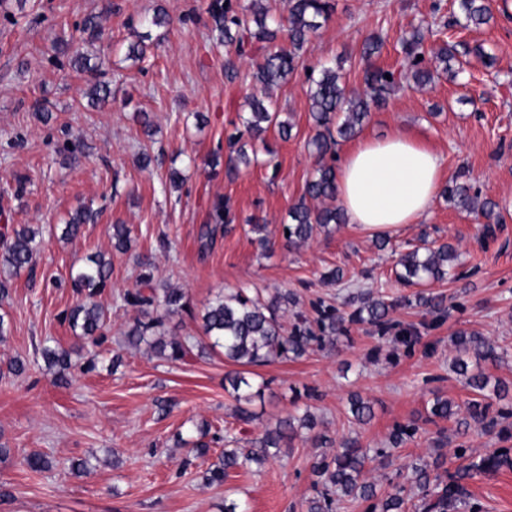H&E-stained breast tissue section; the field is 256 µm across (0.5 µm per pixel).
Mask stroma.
Here are the masks:
<instances>
[{
    "label": "stroma",
    "instance_id": "stroma-1",
    "mask_svg": "<svg viewBox=\"0 0 512 512\" xmlns=\"http://www.w3.org/2000/svg\"><path fill=\"white\" fill-rule=\"evenodd\" d=\"M209 2L0 0V221L38 228L41 238L33 269L13 280L0 306L9 327L0 341V447L9 450L0 458V487L9 492L0 498V512H224L228 500L244 512H292L312 493L315 448L306 437L261 469L231 472L223 485L210 488L202 486L201 474L222 447L212 445L208 457L192 460L187 442L200 440L205 424L246 442L278 419L308 411L332 437L372 448L394 423L425 418L432 392L457 402L467 398L450 369L459 330L480 332L512 353V0H494L492 19L478 30L449 26L459 0H336L330 20L302 49L299 68L271 92L293 125L291 137L267 132L271 163L235 177L207 161L226 152L228 135L249 115L259 56L237 57L213 38ZM158 8L169 25L148 30L143 61L126 60L129 43L145 31L141 18ZM94 12L103 20L96 48L112 87L102 109L87 104L86 75L53 49L60 38L80 41L82 22ZM421 21L433 30L428 47L445 41L480 46L494 55V66L473 54L457 79L441 78L425 92L399 89L372 109L362 132L382 138L402 129L420 137L440 155L445 177L463 175L499 203L503 222L485 237L483 217L436 198L420 223L392 235L403 250L428 231L454 245L465 262L461 277L431 288L451 308L428 334L431 349L396 357L388 340L352 326L350 341H339L336 349L260 367L268 386L249 405L256 418L239 422L224 390L233 365L223 354L193 353L171 362L124 345L123 333L138 312L122 295L136 286L137 260L151 259L156 283L184 289L193 312L232 288L267 298L294 291L299 302L288 309L289 324L312 302L339 306L356 288L414 296L416 287L396 282L389 252L356 226L341 225L293 250L285 247L281 229L316 163L306 145L313 134L307 69L339 66L350 87L362 88L364 39L381 35L374 63L389 69L401 60V30ZM230 60L238 70L234 79L224 68ZM39 104L50 112L49 122L37 120ZM141 112L149 113L154 137L144 135ZM69 137L83 145L78 158L62 150ZM145 148L159 156L147 170L136 162ZM173 169L183 177L177 189L169 183ZM219 198L228 202L233 221L204 250L199 232ZM82 203L98 210L97 222L79 238L61 240L68 213ZM118 221L132 229L126 253L112 249L111 226ZM255 224L267 225L271 251L260 247ZM99 251L112 256V279L99 298L107 312L104 338L92 344L72 335L62 313L75 302L71 270ZM334 267L346 275L344 288L320 280ZM192 314L167 318V334L197 336ZM57 344L73 351L65 386L55 383L39 353ZM13 359L25 363L23 373L8 372ZM307 387L314 397L303 396ZM351 391L373 402L369 424L349 422ZM32 453L46 455L51 468L27 469L23 459ZM79 459L91 466L76 476L70 464ZM467 489L485 512H512V469L469 481Z\"/></svg>",
    "mask_w": 512,
    "mask_h": 512
}]
</instances>
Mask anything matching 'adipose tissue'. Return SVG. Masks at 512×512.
I'll return each instance as SVG.
<instances>
[{
    "instance_id": "ef3b65f1",
    "label": "adipose tissue",
    "mask_w": 512,
    "mask_h": 512,
    "mask_svg": "<svg viewBox=\"0 0 512 512\" xmlns=\"http://www.w3.org/2000/svg\"><path fill=\"white\" fill-rule=\"evenodd\" d=\"M442 179L439 156L399 129L383 138L362 137L345 152L338 198L348 223L392 233L428 215Z\"/></svg>"
}]
</instances>
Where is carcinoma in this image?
Listing matches in <instances>:
<instances>
[{
  "label": "carcinoma",
  "instance_id": "cac0c4a2",
  "mask_svg": "<svg viewBox=\"0 0 512 512\" xmlns=\"http://www.w3.org/2000/svg\"><path fill=\"white\" fill-rule=\"evenodd\" d=\"M244 6L241 12H232L231 0H212L209 6L211 32L220 44H233L237 55L246 54L247 48L256 42L272 44L281 29L287 30L288 46L268 50L252 74L260 92H265L288 79L299 66V52L335 10L332 0H285L287 16L276 26L269 24V13L264 8ZM460 15L452 16L448 26L478 29L489 22L492 11L489 0H459ZM431 29L415 26L403 32L399 39L402 54L401 66L384 69L372 63L380 52L383 40L379 35L369 36L362 49L365 61L364 87L360 90L347 88L343 75L333 67L310 69L306 75L310 119L315 134L309 144L315 150L317 162L307 180L304 195L288 210V223L282 231L290 248L300 246L315 236L328 234L340 224L346 223L343 208L333 204L336 200L335 147L338 140L355 137L362 129L370 109L386 104L397 88L404 86L417 90H430L444 74L453 71V65L461 66L456 45L444 44L431 50L432 62L417 59L425 55L426 34ZM82 33L86 37L75 47L69 41L57 46L60 54H71L73 65L89 75L93 105L104 107L112 98V88L102 77L101 66L88 65L93 57L95 44L102 30L98 17L88 16ZM245 131H236L228 137L235 147V155L229 157V167L239 170L249 166L248 142L242 141L243 133L253 140L271 128L283 139L291 137L293 124L280 119V113L253 98L249 117L244 119ZM442 195L457 210L480 214L488 223L486 231L493 232L492 225L501 222L499 204L483 198L472 186L455 176L442 190ZM96 212L89 206H80L68 214L62 237L72 240L78 237L86 224L94 222ZM228 211L224 200L214 202L208 224L201 228L199 240L207 248L214 242L219 229L227 226ZM131 228L126 224L112 225V246L120 253L129 250ZM39 232L29 225L11 228L0 234V301L10 296L12 279L33 264L40 248ZM422 245L395 256L396 278L404 286H423L441 283L455 276L460 265V255L449 243L428 240V234L420 236ZM139 288L123 294V301L138 308L140 316L125 333V343L131 347L146 345L170 361L183 360L192 350L203 355L218 349L224 359L241 367H262L276 360L298 359L319 349L334 347L338 337H349V326L365 325L380 338L390 340L395 352L405 355L416 347L429 348L423 342L421 329L446 316L442 303L419 291L414 298L358 291L348 295L351 312L319 300L312 304L315 316L311 319L297 316V322L289 330L280 322L282 306L296 302L292 292L276 293L269 300L260 294L252 295L244 288L229 289L218 293L200 314L203 338H164V320L172 315L192 313L185 292L180 288L158 287L154 283L153 263L148 258L140 260ZM112 256L101 252L89 255L70 282L78 301L65 312L64 321L77 338L102 341L106 315L96 301L111 286ZM415 306L421 309V326L394 321L390 314L400 307ZM455 356L452 371L464 380L472 398L455 403L437 393L429 401L425 421L443 420L453 423V432L460 438L494 436L503 446L485 455H473L472 448L461 443L453 450V457L436 453L433 464L419 458L406 461L384 474L385 488L364 479L367 465L378 460L390 464L399 459V451L426 433L418 420L397 423L387 440L379 448H361L354 440H342L338 447L328 450L333 440L324 432L316 431L317 423L309 413L301 417L290 415L267 428L251 442L249 448H226L203 472L206 487L220 486L229 473L237 469L262 466L278 456L284 448L291 447L302 431L311 433V440L322 452L315 455L311 464L314 494L306 499L304 512H344L354 505L365 506V512H481L482 506L465 497V483L479 476L493 474L501 468H512V428L501 427V420L512 417V405L500 407L498 403L509 395V384L502 379L491 380L488 368L499 363L508 351L478 332L461 330L454 339ZM41 356L53 369L54 379L63 382L73 367L71 353L61 346L43 347ZM224 382L238 402L235 413L242 421L254 419L255 413L240 405L262 396L267 383L253 388L244 371L225 374ZM350 422L364 425L374 416L373 403L360 395L348 401Z\"/></svg>",
  "mask_w": 512,
  "mask_h": 512
}]
</instances>
